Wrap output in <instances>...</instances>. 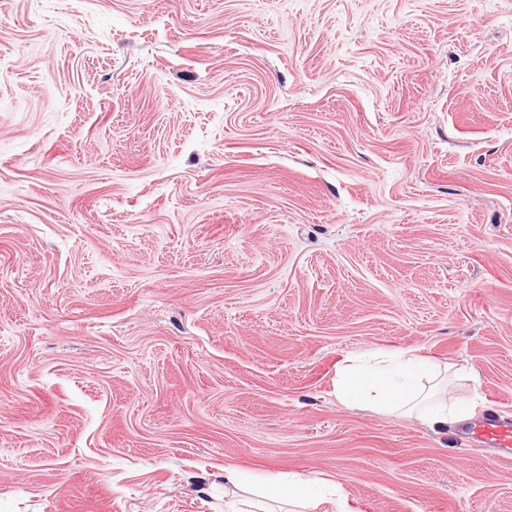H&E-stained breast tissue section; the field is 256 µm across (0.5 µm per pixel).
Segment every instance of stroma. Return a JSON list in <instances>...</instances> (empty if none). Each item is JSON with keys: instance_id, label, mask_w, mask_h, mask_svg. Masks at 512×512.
Returning a JSON list of instances; mask_svg holds the SVG:
<instances>
[{"instance_id": "1", "label": "stroma", "mask_w": 512, "mask_h": 512, "mask_svg": "<svg viewBox=\"0 0 512 512\" xmlns=\"http://www.w3.org/2000/svg\"><path fill=\"white\" fill-rule=\"evenodd\" d=\"M374 349L512 417V0H0V512H512ZM438 376V367L412 350L348 356L336 371V398L344 405L374 404L433 425L467 420V402L448 401L442 394L445 379ZM324 487L318 488L333 494L336 512H358L353 502L342 495L336 484L322 481ZM311 479L300 474L288 473V477H278L265 488V496L288 504V508L301 509L314 501L318 490Z\"/></svg>"}]
</instances>
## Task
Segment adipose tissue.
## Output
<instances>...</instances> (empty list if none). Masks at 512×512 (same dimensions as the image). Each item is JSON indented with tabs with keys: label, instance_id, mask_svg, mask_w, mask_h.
<instances>
[{
	"label": "adipose tissue",
	"instance_id": "1",
	"mask_svg": "<svg viewBox=\"0 0 512 512\" xmlns=\"http://www.w3.org/2000/svg\"><path fill=\"white\" fill-rule=\"evenodd\" d=\"M437 366L411 350L388 355H353L336 371V397L345 405H377L390 413L409 415L430 424L467 420L469 407L442 393ZM316 487L299 474L277 478L265 496L300 512L314 501Z\"/></svg>",
	"mask_w": 512,
	"mask_h": 512
}]
</instances>
